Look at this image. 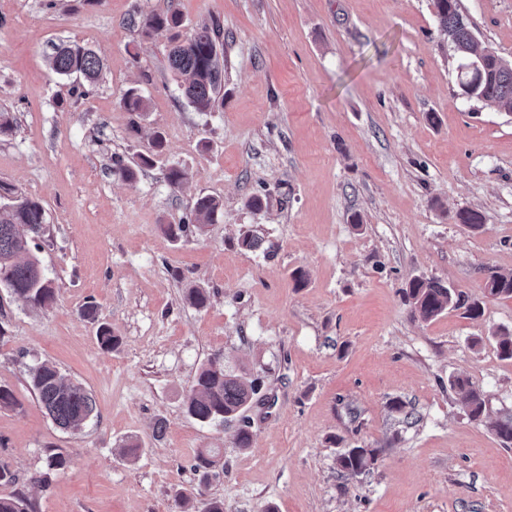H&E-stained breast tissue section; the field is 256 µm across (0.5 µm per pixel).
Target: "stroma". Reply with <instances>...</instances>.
<instances>
[{"mask_svg": "<svg viewBox=\"0 0 512 512\" xmlns=\"http://www.w3.org/2000/svg\"><path fill=\"white\" fill-rule=\"evenodd\" d=\"M459 6L479 48L512 61V0ZM172 7L180 27H143ZM213 22L224 103L197 112L166 57ZM61 41L102 61L84 96L48 64ZM457 66L431 0H0V185L44 206L32 255L55 290L40 309L0 288V386L20 403L0 409V461L17 476L0 496L33 512H512V449L488 428L512 411V361L493 339L512 330V298L483 297L490 274L512 275V113L463 95ZM131 89L145 111L123 106ZM142 155L154 163L134 180L112 173ZM174 166L189 174L177 188ZM205 195L222 204L214 223L162 232ZM464 209L481 228L458 223ZM248 234L261 248L242 247ZM416 277L484 299L482 317L414 318ZM192 288L207 307L186 301ZM216 356L264 379L249 448L237 421L185 411ZM44 361L94 396L81 432L33 393ZM456 377L484 391L486 422L469 420ZM355 447L377 460L341 476ZM208 448L204 483L193 466ZM54 453L67 465L51 472Z\"/></svg>", "mask_w": 512, "mask_h": 512, "instance_id": "stroma-1", "label": "stroma"}]
</instances>
